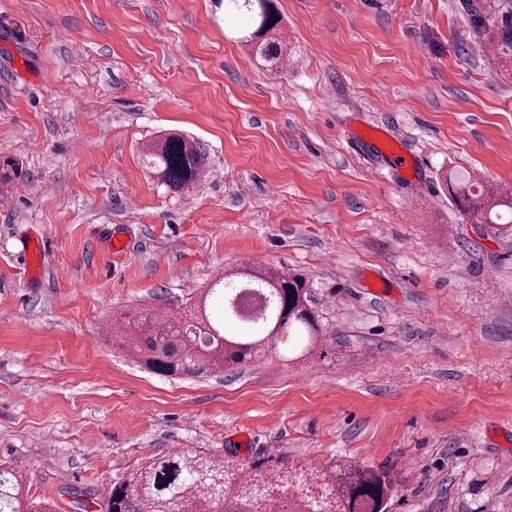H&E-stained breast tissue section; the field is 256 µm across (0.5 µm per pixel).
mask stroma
<instances>
[{
  "mask_svg": "<svg viewBox=\"0 0 512 512\" xmlns=\"http://www.w3.org/2000/svg\"><path fill=\"white\" fill-rule=\"evenodd\" d=\"M475 2L274 0L275 71L224 0H0V468L28 495L97 512L129 469L209 452L384 466L389 512H512V223L440 181L512 194V73ZM370 127L418 175L352 144ZM169 129L207 158L181 192L142 161ZM248 266L309 280L327 359L173 379L108 333ZM448 196L464 213L470 216L474 224H497L495 209L506 207L512 211V196L500 198L495 188L484 185L464 174H448L444 177ZM21 255L24 258L25 270L29 279H36L40 269L46 262V253L40 242L23 243Z\"/></svg>",
  "mask_w": 512,
  "mask_h": 512,
  "instance_id": "35a3bbf8",
  "label": "stroma"
}]
</instances>
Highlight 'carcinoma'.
I'll return each instance as SVG.
<instances>
[{"instance_id": "1", "label": "carcinoma", "mask_w": 512, "mask_h": 512, "mask_svg": "<svg viewBox=\"0 0 512 512\" xmlns=\"http://www.w3.org/2000/svg\"><path fill=\"white\" fill-rule=\"evenodd\" d=\"M225 2L252 21L238 38L241 44L272 70L288 62L272 0ZM475 12L495 65H512V0H487ZM143 161L176 192L196 181L207 163L194 142L177 132L145 149ZM444 181L451 201L474 224L495 223L492 213L499 207L512 210V197L500 198L495 188L469 176L448 174ZM240 285L258 289L264 310L247 324L248 334L226 336L224 325L210 320L207 307L217 301L223 318L236 319L231 291ZM111 335L147 369L168 377L208 376L243 365L267 347L279 349L291 337L299 358L314 353L323 357L329 349L306 279L258 267L224 274L185 315L141 307L112 322ZM394 492L384 467L329 461L290 468L281 462H229L207 452L170 453L107 483L98 507L99 512H308L317 501L324 512H387ZM0 512H54V505L27 499L18 476L0 470Z\"/></svg>"}]
</instances>
